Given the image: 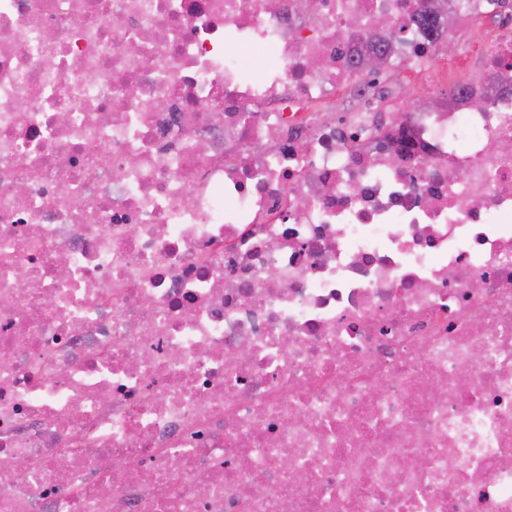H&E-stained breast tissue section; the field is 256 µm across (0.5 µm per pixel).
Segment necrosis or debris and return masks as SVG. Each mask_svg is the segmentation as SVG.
<instances>
[{
	"instance_id": "obj_1",
	"label": "necrosis or debris",
	"mask_w": 512,
	"mask_h": 512,
	"mask_svg": "<svg viewBox=\"0 0 512 512\" xmlns=\"http://www.w3.org/2000/svg\"><path fill=\"white\" fill-rule=\"evenodd\" d=\"M453 5L0 0V512H512V93ZM383 15L449 94L333 113Z\"/></svg>"
}]
</instances>
